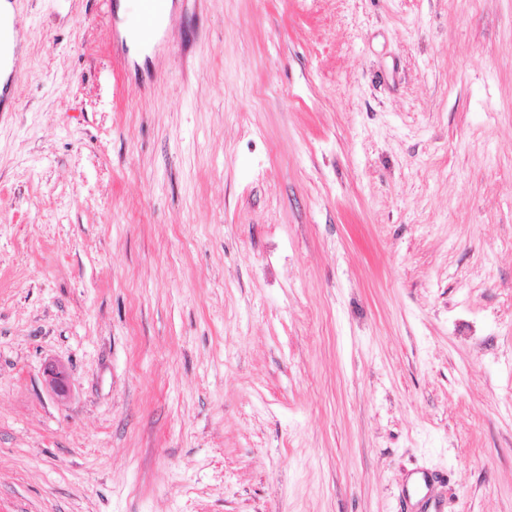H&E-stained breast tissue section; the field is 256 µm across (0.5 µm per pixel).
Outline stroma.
<instances>
[{"label": "stroma", "mask_w": 512, "mask_h": 512, "mask_svg": "<svg viewBox=\"0 0 512 512\" xmlns=\"http://www.w3.org/2000/svg\"><path fill=\"white\" fill-rule=\"evenodd\" d=\"M16 4L0 512H512V0ZM169 0H138L139 11L142 19V35L149 43L158 31L160 18L166 13Z\"/></svg>", "instance_id": "stroma-1"}]
</instances>
